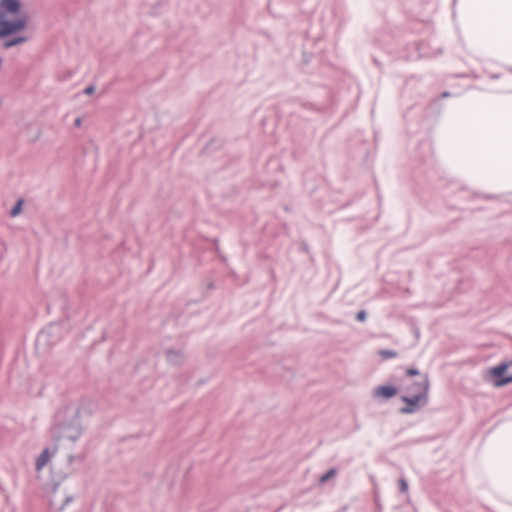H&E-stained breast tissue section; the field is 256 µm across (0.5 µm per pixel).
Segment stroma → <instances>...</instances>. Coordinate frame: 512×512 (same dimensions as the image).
I'll use <instances>...</instances> for the list:
<instances>
[{
  "instance_id": "1",
  "label": "stroma",
  "mask_w": 512,
  "mask_h": 512,
  "mask_svg": "<svg viewBox=\"0 0 512 512\" xmlns=\"http://www.w3.org/2000/svg\"><path fill=\"white\" fill-rule=\"evenodd\" d=\"M456 0H37L0 36V512H497L503 74ZM457 25L474 52L508 73L478 98H462L442 112L438 146L449 168L494 194L512 193V0H457ZM472 464L480 474L484 494L500 512L512 510V423L505 422L491 433Z\"/></svg>"
}]
</instances>
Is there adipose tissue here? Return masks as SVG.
<instances>
[{"mask_svg": "<svg viewBox=\"0 0 512 512\" xmlns=\"http://www.w3.org/2000/svg\"><path fill=\"white\" fill-rule=\"evenodd\" d=\"M456 22L474 52L509 78L504 90L459 99L441 113L440 154L469 183L512 193V0H457ZM472 464L499 512H512L511 422L487 437Z\"/></svg>", "mask_w": 512, "mask_h": 512, "instance_id": "ef3b65f1", "label": "adipose tissue"}]
</instances>
